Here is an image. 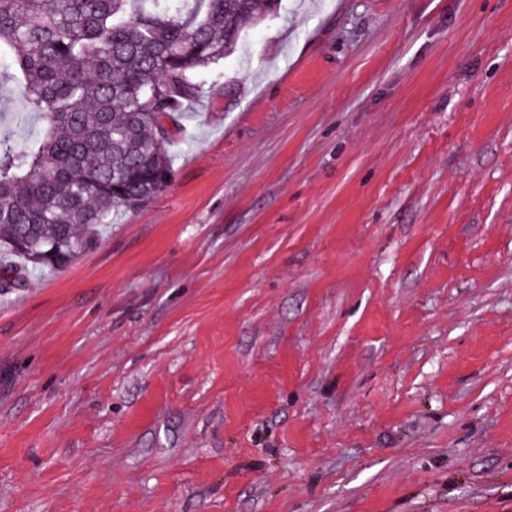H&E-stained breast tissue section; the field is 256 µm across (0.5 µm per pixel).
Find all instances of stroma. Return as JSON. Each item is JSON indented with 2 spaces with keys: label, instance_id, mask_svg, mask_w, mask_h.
<instances>
[{
  "label": "stroma",
  "instance_id": "1",
  "mask_svg": "<svg viewBox=\"0 0 512 512\" xmlns=\"http://www.w3.org/2000/svg\"><path fill=\"white\" fill-rule=\"evenodd\" d=\"M207 80L0 292V512H512V0H282Z\"/></svg>",
  "mask_w": 512,
  "mask_h": 512
}]
</instances>
